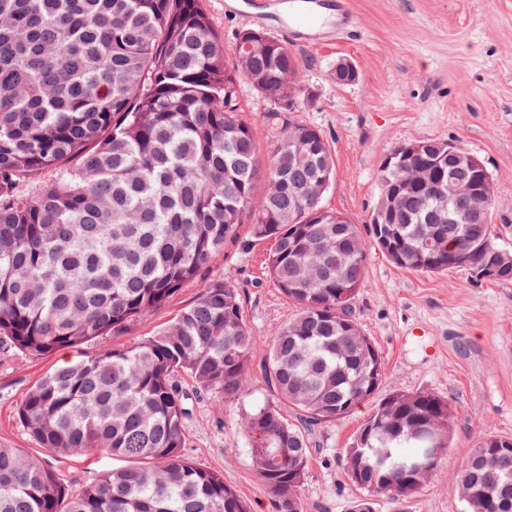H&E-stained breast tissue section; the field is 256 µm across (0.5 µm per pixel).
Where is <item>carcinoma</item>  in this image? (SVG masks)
Returning a JSON list of instances; mask_svg holds the SVG:
<instances>
[{
  "mask_svg": "<svg viewBox=\"0 0 512 512\" xmlns=\"http://www.w3.org/2000/svg\"><path fill=\"white\" fill-rule=\"evenodd\" d=\"M237 39L258 47L230 67L201 0H0V348L48 357L122 333L249 224L243 248L272 242L268 274L298 306L261 365L266 399L242 416L272 512H302L312 435L363 404L369 412L341 455L363 492L349 512H375L379 498L406 502L439 475L438 458L401 468L421 457L413 433L432 430L445 454L453 410L423 390L374 399L381 356L354 315L365 243L317 191L334 176L329 142L310 125L304 141L293 137L290 91L300 107L305 98L288 46L256 28ZM242 80L274 100L265 158L238 118ZM423 144L424 161L471 179L447 142ZM49 168L51 185L24 189ZM378 178L409 184L396 223L367 226L398 267L458 268L450 239L469 255V271L500 258L492 215L449 223V210L477 200L446 181L416 189L418 159L382 164ZM255 341L238 290L207 285L154 335L57 365L20 404L28 434L55 455L105 451L130 464L73 492L48 461L0 447V512H250L222 473L182 453L192 398L181 376L242 400ZM504 442L512 438L484 437L462 462L456 487L469 512H489L476 490L491 484L512 500V450L494 452Z\"/></svg>",
  "mask_w": 512,
  "mask_h": 512,
  "instance_id": "carcinoma-1",
  "label": "carcinoma"
}]
</instances>
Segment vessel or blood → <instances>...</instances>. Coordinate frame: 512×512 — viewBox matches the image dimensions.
Masks as SVG:
<instances>
[{"instance_id": "obj_1", "label": "vessel or blood", "mask_w": 512, "mask_h": 512, "mask_svg": "<svg viewBox=\"0 0 512 512\" xmlns=\"http://www.w3.org/2000/svg\"><path fill=\"white\" fill-rule=\"evenodd\" d=\"M288 18L289 33L301 40L330 42L353 31L348 0H289Z\"/></svg>"}]
</instances>
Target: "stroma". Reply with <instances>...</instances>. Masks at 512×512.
Masks as SVG:
<instances>
[{
	"mask_svg": "<svg viewBox=\"0 0 512 512\" xmlns=\"http://www.w3.org/2000/svg\"><path fill=\"white\" fill-rule=\"evenodd\" d=\"M349 2L358 33L333 46L297 40L282 24L263 26L295 54L302 85L312 94L296 120L322 129L336 157L324 206L352 223H368L380 196L377 175L383 157L406 142L449 141L491 172L497 242L512 250V0ZM342 60L355 66L354 83L333 79ZM239 99L241 119L253 128L260 152L268 153L271 100L245 83L239 86ZM249 237L248 225H241L237 237L225 241L223 257L203 268L167 305L142 316L126 334L88 343L84 350L95 354L131 346L192 305L203 286L238 288L256 338L250 351V397L220 406L212 395L196 398L184 453L223 473L225 483L253 512H271L250 467L241 418L252 401L267 394L259 367L270 337L293 317L296 306L265 273L269 244L243 249ZM356 314L382 357L379 395L424 390L454 408L452 442L439 477L410 502L380 500L376 512H466L453 487L459 466L481 437L512 436V281H479L464 269L413 272L372 250ZM74 356L71 350L49 357L0 353V447L49 459L77 491L115 467V459L104 452L50 456L16 414L34 383ZM366 414V408H358L316 432V448L300 488L303 512H348L359 497L342 473L339 457Z\"/></svg>",
	"mask_w": 512,
	"mask_h": 512,
	"instance_id": "1",
	"label": "stroma"
}]
</instances>
